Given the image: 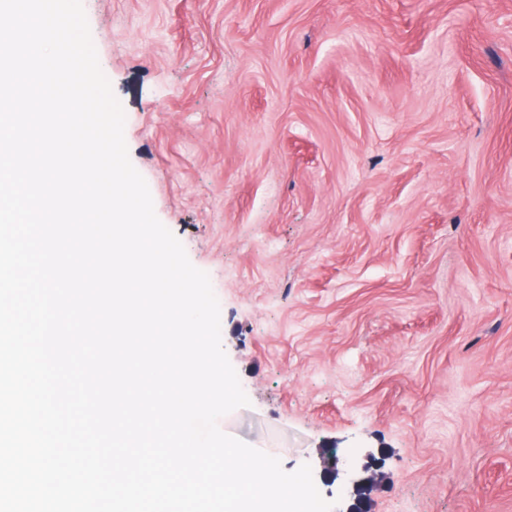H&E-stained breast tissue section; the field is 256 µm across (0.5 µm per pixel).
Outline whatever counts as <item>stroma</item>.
Instances as JSON below:
<instances>
[{
  "mask_svg": "<svg viewBox=\"0 0 512 512\" xmlns=\"http://www.w3.org/2000/svg\"><path fill=\"white\" fill-rule=\"evenodd\" d=\"M82 2L221 431L338 512H512V0Z\"/></svg>",
  "mask_w": 512,
  "mask_h": 512,
  "instance_id": "stroma-1",
  "label": "stroma"
}]
</instances>
